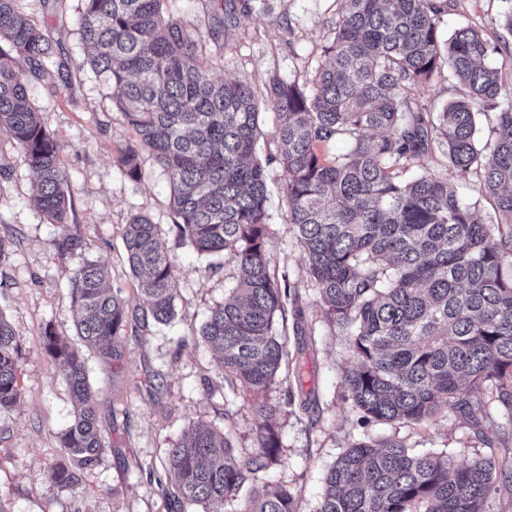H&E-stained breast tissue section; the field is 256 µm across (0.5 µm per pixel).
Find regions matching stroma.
Listing matches in <instances>:
<instances>
[{
	"mask_svg": "<svg viewBox=\"0 0 512 512\" xmlns=\"http://www.w3.org/2000/svg\"><path fill=\"white\" fill-rule=\"evenodd\" d=\"M251 5V12L241 16L238 28L222 44H207L213 77L245 76L259 92L273 75L310 79L323 60L339 0H252ZM505 8L504 0H448L442 30L448 35L467 25L483 29L497 48L491 64L508 77L512 34L492 23ZM24 10L48 29L54 58L67 65L71 77L70 86L55 89L29 83L28 93L33 105L46 113L61 146L68 173L65 191L84 239L83 259L106 261L112 287L121 289L130 313H140L145 300L127 263L122 232L130 216L142 212L157 224L160 242L180 270L169 323L150 321L138 332L120 336V358L85 352L88 381L98 395L105 451L77 485L49 491L44 475L64 460L60 437L74 408L65 367L45 353L42 332L49 326L58 336L76 337L78 311L68 285L74 262L55 249L59 228L35 206V175L9 134L0 132V237L13 242L0 258V314L13 326L24 351L21 399L0 412V512H205L201 505L180 509L169 504L162 487V461L192 421L212 424L235 450L254 444L258 419L252 394L229 387L216 353L200 337L210 309L223 303L236 285L234 264L221 255L198 254L180 236L168 180L149 155L139 159L142 179H131L119 169L117 151L135 135L113 111L111 89L86 63L79 0H24ZM277 124L276 114L265 111L258 151L267 172L266 249L276 272L300 286L306 333H289L290 381L274 384L265 397L282 403L287 393L301 394L308 398L309 408L282 413V463L259 474L258 483L279 481L295 487L299 512H314L324 473L357 440L394 435L407 447L459 464L490 450L511 456V428L491 427L485 442L463 415L450 408L422 425H359L356 412L343 399L344 375L356 361L343 332L324 320L314 291L306 286L305 259L288 222L275 160ZM423 167L468 196L484 220L494 219L491 201L476 190V174L447 167L437 150Z\"/></svg>",
	"mask_w": 512,
	"mask_h": 512,
	"instance_id": "obj_1",
	"label": "stroma"
}]
</instances>
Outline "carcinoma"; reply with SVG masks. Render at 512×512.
Returning a JSON list of instances; mask_svg holds the SVG:
<instances>
[{
	"instance_id": "1",
	"label": "carcinoma",
	"mask_w": 512,
	"mask_h": 512,
	"mask_svg": "<svg viewBox=\"0 0 512 512\" xmlns=\"http://www.w3.org/2000/svg\"><path fill=\"white\" fill-rule=\"evenodd\" d=\"M21 2L0 0V130L36 174L39 211L64 228L56 250L79 258L84 240L70 229L61 148L27 91L30 80L53 86L64 79L62 67H53L49 36ZM81 2L90 70L112 88L114 108L136 133L117 150L118 167L140 179L139 156L149 153L168 178L181 237L200 255L224 253L235 263L238 287L201 329L220 352L229 386L259 395L288 364L280 322L287 321L290 287L266 250L267 174L256 159L262 103L280 119L281 189L311 286L357 361L344 386L360 423L420 424L448 407L489 444L488 412L464 398L466 388L486 392L512 426V92L504 97L501 72L486 63L492 46L482 30L464 26L443 38L447 0H341L325 61L312 78L273 75L260 96L245 76L210 74L194 34L165 16L166 0ZM210 2L201 26L217 44L251 5ZM444 70L464 96L433 112L420 91ZM477 102L498 109L497 136L482 148ZM329 144L342 149L323 150ZM436 148L449 167L477 174L478 193L494 203V223L447 179L405 177ZM123 238L151 317L169 321L176 266L159 245L157 225L135 214ZM108 277L104 261L83 260L70 270L79 344L49 327L43 332L46 354L66 365L77 405L61 437L69 465L47 472L51 490L77 483L103 451L82 348L117 357L118 336L141 326ZM22 363L19 336L0 315V410L21 399ZM255 411L256 442L243 457L211 425L190 423L168 449L167 498L210 512L234 502L235 512H297L295 488H251L258 474L281 463L283 408L259 400ZM509 469L512 460L492 452L458 465L396 437L357 440L325 473L316 512H488L498 473Z\"/></svg>"
}]
</instances>
